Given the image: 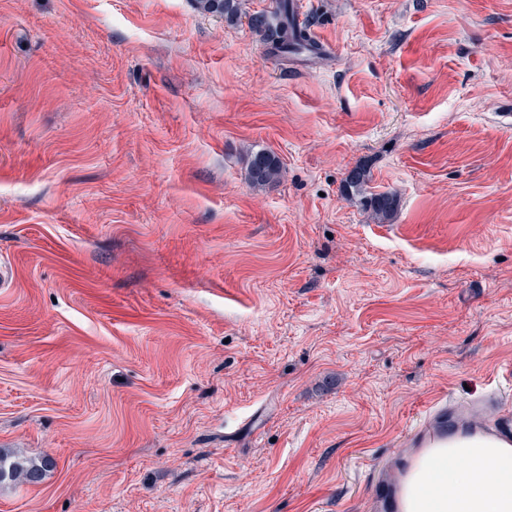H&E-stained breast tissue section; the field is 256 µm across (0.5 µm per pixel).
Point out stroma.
I'll use <instances>...</instances> for the list:
<instances>
[{"instance_id":"stroma-1","label":"stroma","mask_w":512,"mask_h":512,"mask_svg":"<svg viewBox=\"0 0 512 512\" xmlns=\"http://www.w3.org/2000/svg\"><path fill=\"white\" fill-rule=\"evenodd\" d=\"M274 2L0 0V512H393L512 403V0ZM195 8L203 14H220L227 20H234L240 10V0H194ZM254 26L263 33L276 56L288 59V54L314 51L307 29L293 20L291 0H278L273 13L253 18ZM281 167L275 156L257 153L249 164V181L252 186L263 188L279 180ZM53 466L54 460L48 455L39 459H27L0 451V483L8 480L36 485L43 481Z\"/></svg>"}]
</instances>
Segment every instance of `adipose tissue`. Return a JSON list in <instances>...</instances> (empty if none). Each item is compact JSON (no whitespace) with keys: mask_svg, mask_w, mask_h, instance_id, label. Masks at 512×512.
<instances>
[{"mask_svg":"<svg viewBox=\"0 0 512 512\" xmlns=\"http://www.w3.org/2000/svg\"><path fill=\"white\" fill-rule=\"evenodd\" d=\"M399 512H512V441L462 428L408 460Z\"/></svg>","mask_w":512,"mask_h":512,"instance_id":"obj_1","label":"adipose tissue"}]
</instances>
